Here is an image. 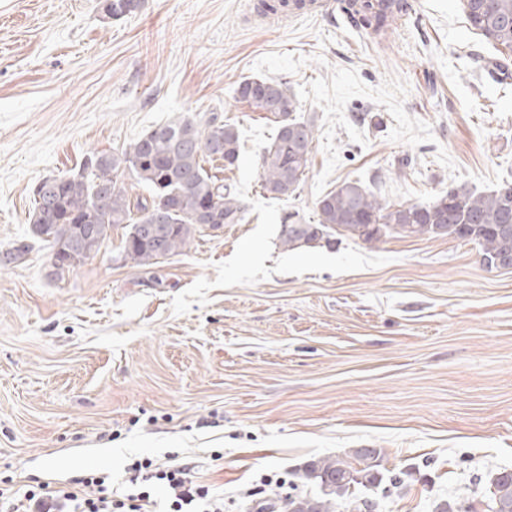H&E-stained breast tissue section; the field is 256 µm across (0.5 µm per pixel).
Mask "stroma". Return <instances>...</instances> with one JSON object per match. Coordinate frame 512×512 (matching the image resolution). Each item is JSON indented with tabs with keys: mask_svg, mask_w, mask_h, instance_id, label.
<instances>
[{
	"mask_svg": "<svg viewBox=\"0 0 512 512\" xmlns=\"http://www.w3.org/2000/svg\"><path fill=\"white\" fill-rule=\"evenodd\" d=\"M258 0H0V479L86 470L124 488L131 458L188 463L224 512H260L312 459L383 452L385 482L355 488L372 512H485L512 470V270L479 246L342 238L294 251L280 217H315L337 183L427 203L449 186L512 180V77L460 0H407L366 35L340 0L277 19ZM286 78L314 143L300 189L260 186L275 125L235 97ZM219 113L240 159L225 174L239 224L136 266L114 230L61 276L28 222L45 177L180 118Z\"/></svg>",
	"mask_w": 512,
	"mask_h": 512,
	"instance_id": "35a3bbf8",
	"label": "stroma"
}]
</instances>
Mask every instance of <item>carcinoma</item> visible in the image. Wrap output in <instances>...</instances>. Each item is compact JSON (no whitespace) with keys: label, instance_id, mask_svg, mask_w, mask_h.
<instances>
[{"label":"carcinoma","instance_id":"1","mask_svg":"<svg viewBox=\"0 0 512 512\" xmlns=\"http://www.w3.org/2000/svg\"><path fill=\"white\" fill-rule=\"evenodd\" d=\"M142 0H107L105 12L120 19L137 12ZM406 0H347L344 11L360 27L374 34L386 32L406 12ZM470 26L492 42L496 66L512 63V0H463ZM291 0H258L256 10L288 14ZM237 98L273 118L275 134L259 156L263 191L287 198L302 183L314 141L310 122L293 116L295 101L288 82L275 78H245ZM240 156L239 133L215 113L157 125L134 142L111 153L97 152L78 172L44 178L34 191L29 213L33 234L52 244L76 243L77 262L97 254L114 228H123L121 248L136 265L183 251L203 229V216L218 224H239L244 207L236 188L209 173L205 164L224 161L229 169ZM129 174L147 188L149 197L135 202L128 197L122 177ZM317 219L296 229L293 213L281 219L284 250L331 244L336 237L373 245L389 237H444L477 244L483 259H512V181L488 192L465 184L440 194L433 202L392 204L357 179H345L316 202ZM155 226L153 239L144 225ZM75 262V263H77ZM75 263L57 267L60 275ZM382 451L356 448L347 459L327 456L309 463L297 478L322 487L320 494L275 493L283 512H358L361 504L349 497L355 486L372 487L382 481ZM488 512H512V471L491 479Z\"/></svg>","mask_w":512,"mask_h":512}]
</instances>
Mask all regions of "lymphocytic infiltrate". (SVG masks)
<instances>
[{"instance_id":"lymphocytic-infiltrate-1","label":"lymphocytic infiltrate","mask_w":512,"mask_h":512,"mask_svg":"<svg viewBox=\"0 0 512 512\" xmlns=\"http://www.w3.org/2000/svg\"><path fill=\"white\" fill-rule=\"evenodd\" d=\"M130 488L117 494L109 473L93 471L67 481H34L26 491L12 484L0 486V512H152L150 487L159 484L171 499L174 512H224L223 495L212 492L178 466H152L132 460L125 468Z\"/></svg>"}]
</instances>
